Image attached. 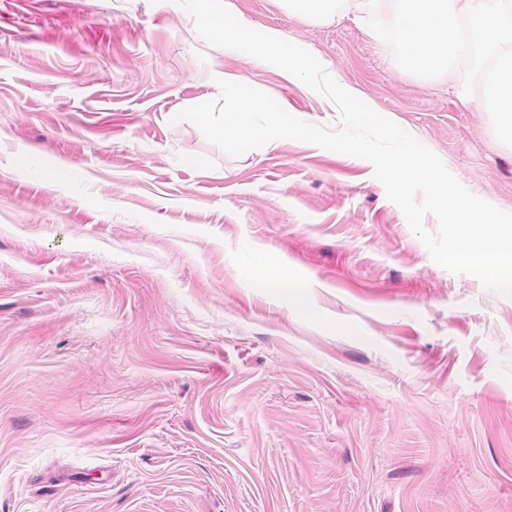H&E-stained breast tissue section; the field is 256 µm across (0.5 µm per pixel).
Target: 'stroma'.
<instances>
[{
  "mask_svg": "<svg viewBox=\"0 0 512 512\" xmlns=\"http://www.w3.org/2000/svg\"><path fill=\"white\" fill-rule=\"evenodd\" d=\"M223 3L512 213V147L447 80ZM226 75L339 124L175 0H0V512H512V298L437 264L369 161L178 120ZM268 260L313 317L254 286Z\"/></svg>",
  "mask_w": 512,
  "mask_h": 512,
  "instance_id": "1",
  "label": "stroma"
}]
</instances>
